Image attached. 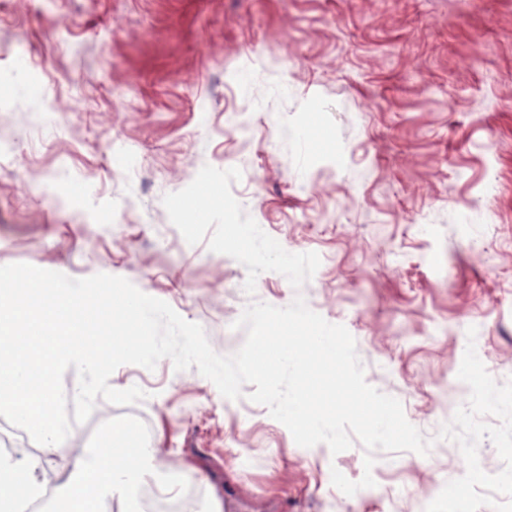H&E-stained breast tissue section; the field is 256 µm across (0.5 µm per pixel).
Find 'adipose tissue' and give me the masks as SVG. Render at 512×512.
Masks as SVG:
<instances>
[{"instance_id":"1","label":"adipose tissue","mask_w":512,"mask_h":512,"mask_svg":"<svg viewBox=\"0 0 512 512\" xmlns=\"http://www.w3.org/2000/svg\"><path fill=\"white\" fill-rule=\"evenodd\" d=\"M35 467L26 458H0V512H19L22 501L40 495ZM148 481L163 489L168 486L154 465L153 449L132 429L113 428L101 448L71 461L70 477L56 493V512H100L103 500L133 497L136 488Z\"/></svg>"}]
</instances>
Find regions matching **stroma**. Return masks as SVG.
Segmentation results:
<instances>
[{
  "label": "stroma",
  "mask_w": 512,
  "mask_h": 512,
  "mask_svg": "<svg viewBox=\"0 0 512 512\" xmlns=\"http://www.w3.org/2000/svg\"><path fill=\"white\" fill-rule=\"evenodd\" d=\"M0 265L121 276L221 355L296 296L356 342L427 455L299 447L197 369L126 364L35 472L135 421L195 512H425L475 345L512 380V0H0ZM475 338H468V328Z\"/></svg>",
  "instance_id": "35a3bbf8"
}]
</instances>
